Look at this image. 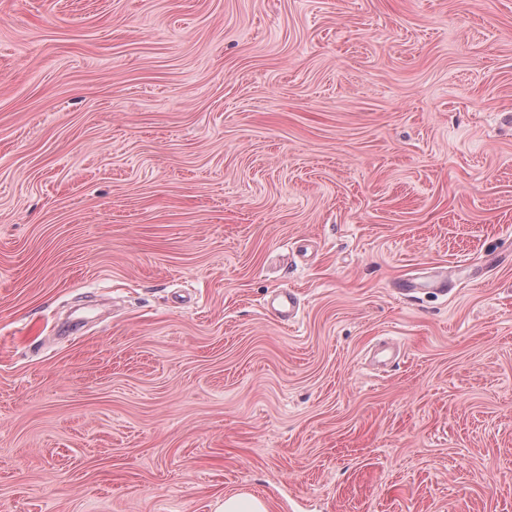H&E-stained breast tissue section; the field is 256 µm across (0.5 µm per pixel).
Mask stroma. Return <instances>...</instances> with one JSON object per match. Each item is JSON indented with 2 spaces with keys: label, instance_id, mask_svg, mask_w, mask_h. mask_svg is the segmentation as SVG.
Wrapping results in <instances>:
<instances>
[{
  "label": "stroma",
  "instance_id": "35a3bbf8",
  "mask_svg": "<svg viewBox=\"0 0 512 512\" xmlns=\"http://www.w3.org/2000/svg\"><path fill=\"white\" fill-rule=\"evenodd\" d=\"M241 491L512 512V0H0V512ZM268 306L280 321L288 322L298 314L300 303L294 291L282 289L272 295Z\"/></svg>",
  "mask_w": 512,
  "mask_h": 512
}]
</instances>
